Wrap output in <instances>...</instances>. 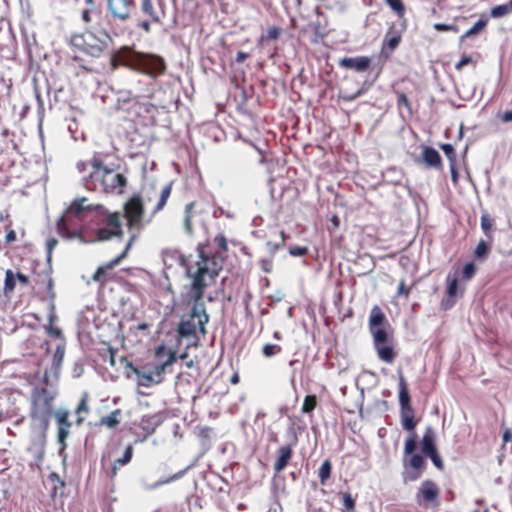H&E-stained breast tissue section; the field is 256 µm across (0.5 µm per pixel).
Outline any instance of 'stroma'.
<instances>
[{
    "label": "stroma",
    "mask_w": 512,
    "mask_h": 512,
    "mask_svg": "<svg viewBox=\"0 0 512 512\" xmlns=\"http://www.w3.org/2000/svg\"><path fill=\"white\" fill-rule=\"evenodd\" d=\"M61 21L55 53L46 37ZM252 54L255 77L226 81ZM289 67L306 88L284 81ZM281 110L296 121L286 134ZM100 112L111 154L93 137L62 144ZM130 112L152 113V132L127 127ZM271 150L288 173L258 170L253 221L292 232L259 245L269 286L303 277L286 342L258 337L245 290L217 292L219 243L159 270V288L133 268L174 206L236 240L254 186L225 189L219 215L202 179L213 158ZM1 181L29 192L0 194L13 239L0 253V409L27 435L0 444V512H88L103 485L124 512L129 469L160 512H174L175 485L191 491L175 512H226L240 495L249 512H502L512 500V0H0ZM34 210L73 264L94 256L85 310L67 305L52 265L30 270L14 231ZM28 271L41 296L23 288ZM47 306L62 338L17 357ZM104 355L165 391L183 429L132 410L133 446L66 454L86 425L112 431L75 390L84 360ZM259 360L280 367L285 401L228 422L226 402L268 390ZM160 434L191 454L154 455ZM413 434L431 453L411 473Z\"/></svg>",
    "instance_id": "1"
}]
</instances>
